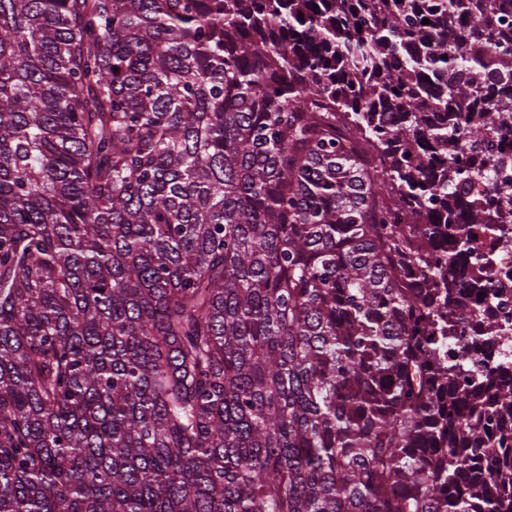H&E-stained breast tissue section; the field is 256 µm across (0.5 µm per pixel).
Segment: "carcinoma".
<instances>
[{"label":"carcinoma","mask_w":512,"mask_h":512,"mask_svg":"<svg viewBox=\"0 0 512 512\" xmlns=\"http://www.w3.org/2000/svg\"><path fill=\"white\" fill-rule=\"evenodd\" d=\"M511 16L0 0V512H512ZM500 266L502 268L492 285L498 294L493 310L499 317L512 318V252L501 254Z\"/></svg>","instance_id":"1"}]
</instances>
